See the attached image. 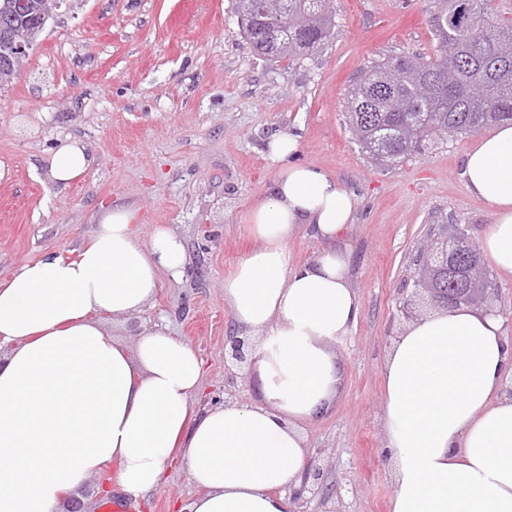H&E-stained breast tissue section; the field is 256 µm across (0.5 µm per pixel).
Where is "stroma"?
Here are the masks:
<instances>
[{
    "label": "stroma",
    "mask_w": 512,
    "mask_h": 512,
    "mask_svg": "<svg viewBox=\"0 0 512 512\" xmlns=\"http://www.w3.org/2000/svg\"><path fill=\"white\" fill-rule=\"evenodd\" d=\"M328 9V41L276 62L253 53L235 0H63L0 93V278L78 247L106 208H133L142 240L171 228L186 262L128 316L126 336L158 326L192 345L205 368L195 410L251 401L253 374L225 359L233 321L224 279L253 247L248 213L277 174L269 140L297 135L299 161L356 196L345 244L362 303L355 328L336 345V401L304 425L307 458L323 476L299 510L390 512L381 369L407 325L402 286L431 230L455 225L477 241L495 216L462 175L475 134L377 168L340 107L349 81L372 61L436 55L428 0H329ZM69 136L87 146L93 164L62 187L48 175L49 151ZM197 492L177 464L146 501L108 512H179Z\"/></svg>",
    "instance_id": "1"
}]
</instances>
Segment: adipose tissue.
Instances as JSON below:
<instances>
[{
  "mask_svg": "<svg viewBox=\"0 0 512 512\" xmlns=\"http://www.w3.org/2000/svg\"><path fill=\"white\" fill-rule=\"evenodd\" d=\"M299 148L291 133L271 140L277 175L249 213L257 246L224 279L236 327L254 338L252 403L194 411L203 363L190 343L157 328L131 345L122 338L162 273L185 265L174 232L142 242L131 208L104 212L81 247L0 279V512H64L108 466L137 501L176 461L199 489L180 512H290L286 491L306 467L303 425L334 403L336 343L362 310L341 243L355 196L296 161ZM92 162L67 138L52 147L49 174L66 186ZM463 177L495 215L480 251L512 272V124L476 142ZM305 229L325 247L297 264L289 244ZM381 374L390 512H512V338L502 317L460 306L417 319Z\"/></svg>",
  "mask_w": 512,
  "mask_h": 512,
  "instance_id": "obj_1",
  "label": "adipose tissue"
}]
</instances>
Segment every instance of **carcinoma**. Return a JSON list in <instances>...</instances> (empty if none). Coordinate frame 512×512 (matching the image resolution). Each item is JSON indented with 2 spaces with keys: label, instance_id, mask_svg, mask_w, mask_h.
<instances>
[{
  "label": "carcinoma",
  "instance_id": "cac0c4a2",
  "mask_svg": "<svg viewBox=\"0 0 512 512\" xmlns=\"http://www.w3.org/2000/svg\"><path fill=\"white\" fill-rule=\"evenodd\" d=\"M467 2L472 22L487 24L479 37L452 16ZM45 0H0V91L12 85L26 58L10 49L29 34L36 43L46 29ZM438 54H399L375 61L346 90L342 111L362 151L378 166H392L450 134L477 133L512 121V22L493 0H429ZM288 18L253 20L249 0H236L245 38L258 56L295 60L317 50L334 27L327 0H282ZM457 236L448 238L426 285L441 280L468 288V270L448 278Z\"/></svg>",
  "mask_w": 512,
  "mask_h": 512
}]
</instances>
